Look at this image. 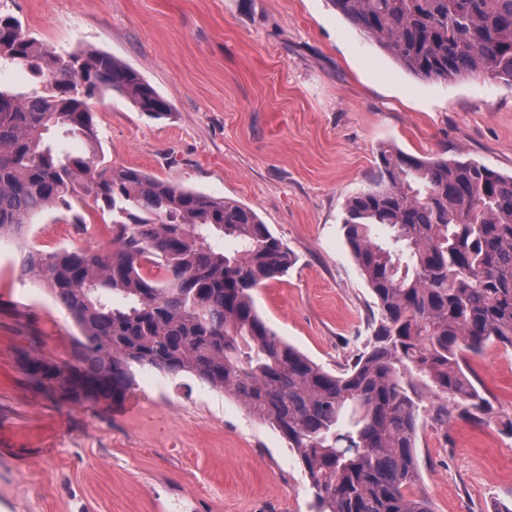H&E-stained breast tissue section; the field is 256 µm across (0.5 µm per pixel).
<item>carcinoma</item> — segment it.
Returning <instances> with one entry per match:
<instances>
[{"instance_id":"cac0c4a2","label":"carcinoma","mask_w":512,"mask_h":512,"mask_svg":"<svg viewBox=\"0 0 512 512\" xmlns=\"http://www.w3.org/2000/svg\"><path fill=\"white\" fill-rule=\"evenodd\" d=\"M330 2L417 78L512 85V0ZM0 63L38 84L31 95L0 88V236L80 196L112 212L109 247L27 255L25 271L79 331L63 361L33 340L22 353L31 382L54 400L115 404L136 366L189 374L281 434L317 512H433L415 491L422 390L486 415L471 362L491 342L512 349V175L378 150L343 223L377 315L363 350L333 373L257 311L254 292L293 258L252 209L103 162L97 95L115 92L156 118L172 112L138 71L97 50L58 53L9 13ZM52 129L83 152L59 151L45 138ZM375 227L391 243L376 242Z\"/></svg>"}]
</instances>
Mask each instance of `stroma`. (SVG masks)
Listing matches in <instances>:
<instances>
[{"mask_svg": "<svg viewBox=\"0 0 512 512\" xmlns=\"http://www.w3.org/2000/svg\"><path fill=\"white\" fill-rule=\"evenodd\" d=\"M0 11L58 52L121 60L171 104L155 119L116 94L93 100L106 161L254 210L294 256L256 290L257 310L330 371L361 348L374 309L342 224L378 149L512 174V86L418 79L330 0H0ZM110 221L87 198L0 246V512H315L280 433L191 375L136 369L116 405L31 386L20 357L31 338L62 360L78 330L23 255L86 247ZM475 368L483 420L421 405L419 489L434 512L512 504V349L489 346Z\"/></svg>", "mask_w": 512, "mask_h": 512, "instance_id": "stroma-1", "label": "stroma"}]
</instances>
